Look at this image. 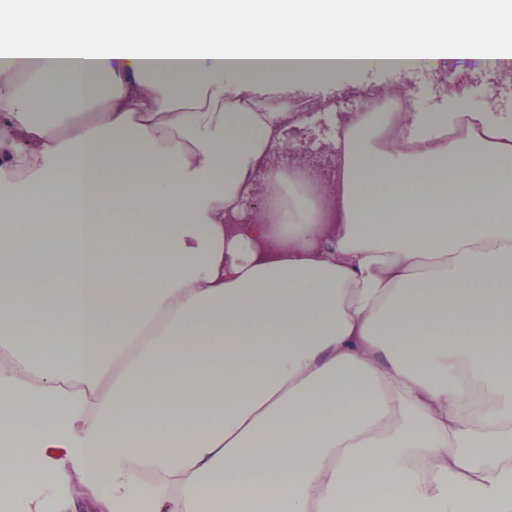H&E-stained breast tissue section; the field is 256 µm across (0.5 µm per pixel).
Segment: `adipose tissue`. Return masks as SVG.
<instances>
[{
	"label": "adipose tissue",
	"instance_id": "1",
	"mask_svg": "<svg viewBox=\"0 0 512 512\" xmlns=\"http://www.w3.org/2000/svg\"><path fill=\"white\" fill-rule=\"evenodd\" d=\"M509 45L512 0L1 14L0 505L512 512V113L352 116L323 214L266 108ZM72 499L56 506L55 512H99L98 502L90 496L79 493L80 479L76 473L71 475Z\"/></svg>",
	"mask_w": 512,
	"mask_h": 512
}]
</instances>
